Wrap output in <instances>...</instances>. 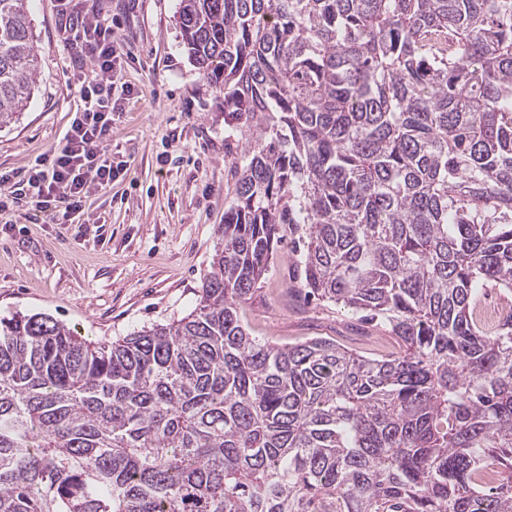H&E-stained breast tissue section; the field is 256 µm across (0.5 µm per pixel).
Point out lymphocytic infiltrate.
<instances>
[{
	"label": "lymphocytic infiltrate",
	"instance_id": "f902f5d3",
	"mask_svg": "<svg viewBox=\"0 0 512 512\" xmlns=\"http://www.w3.org/2000/svg\"><path fill=\"white\" fill-rule=\"evenodd\" d=\"M60 16L61 30L73 46L76 88L84 106L75 112L61 145L36 157L27 169L0 171V197L27 199L51 211L55 223L79 224L90 195L110 187L126 170L113 164L106 144L112 114L122 108L112 94L121 60L102 11L76 16L65 6Z\"/></svg>",
	"mask_w": 512,
	"mask_h": 512
}]
</instances>
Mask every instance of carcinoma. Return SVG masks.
<instances>
[{"mask_svg":"<svg viewBox=\"0 0 512 512\" xmlns=\"http://www.w3.org/2000/svg\"><path fill=\"white\" fill-rule=\"evenodd\" d=\"M239 127L196 307L115 341L0 319V512H512V0H180ZM0 0V128L31 99ZM302 287L398 350L294 345L240 307L284 232ZM484 303L489 309L496 311V313H501L504 309L512 306V294L503 292L499 288L488 286L482 289L476 302V307Z\"/></svg>","mask_w":512,"mask_h":512,"instance_id":"1","label":"carcinoma"}]
</instances>
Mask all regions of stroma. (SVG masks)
Here are the masks:
<instances>
[{"instance_id": "obj_1", "label": "stroma", "mask_w": 512, "mask_h": 512, "mask_svg": "<svg viewBox=\"0 0 512 512\" xmlns=\"http://www.w3.org/2000/svg\"><path fill=\"white\" fill-rule=\"evenodd\" d=\"M179 0H72L103 8L122 58L117 87L129 90L112 116L113 163L124 175L86 202L88 224H56L24 200L0 208V318L45 312L79 335L116 340L182 318L200 299L234 194L239 133L224 122V95L184 50ZM39 76L28 106L0 129V169L29 166L62 142L83 102L73 87L72 49L59 26L60 0H29ZM295 236H286L241 316L259 338L295 344L337 340L378 358L395 341L301 286Z\"/></svg>"}]
</instances>
